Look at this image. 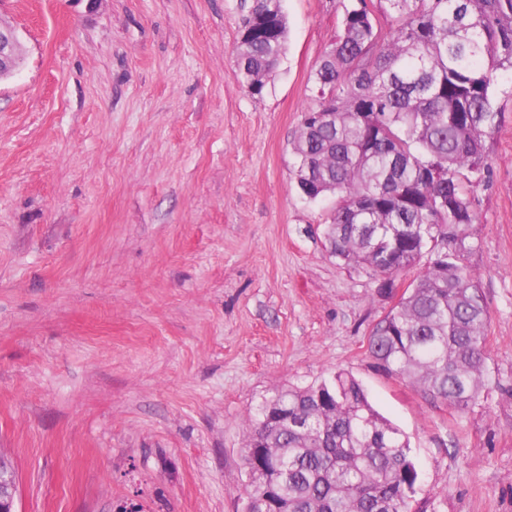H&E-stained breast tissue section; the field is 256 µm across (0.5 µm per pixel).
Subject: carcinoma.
Returning a JSON list of instances; mask_svg holds the SVG:
<instances>
[{
  "mask_svg": "<svg viewBox=\"0 0 512 512\" xmlns=\"http://www.w3.org/2000/svg\"><path fill=\"white\" fill-rule=\"evenodd\" d=\"M286 39L282 0H255L235 49L251 94L263 93ZM505 71L512 0H350L293 143L301 194L336 198L331 255L393 301L368 339L377 367L458 412L488 382L487 309L467 257ZM242 466L246 512H418L408 440L344 372L263 401Z\"/></svg>",
  "mask_w": 512,
  "mask_h": 512,
  "instance_id": "cac0c4a2",
  "label": "carcinoma"
}]
</instances>
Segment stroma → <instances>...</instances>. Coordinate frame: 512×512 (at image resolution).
Masks as SVG:
<instances>
[{"mask_svg":"<svg viewBox=\"0 0 512 512\" xmlns=\"http://www.w3.org/2000/svg\"><path fill=\"white\" fill-rule=\"evenodd\" d=\"M348 0H284L262 95L252 0H0V457L15 512H244L247 418L342 371L408 438L424 512H512V75L476 188L490 380L465 413L379 370L391 303L328 251L292 142ZM282 0L254 1L245 18L235 54L253 95H261L285 49L287 19ZM23 52L21 39L15 29L0 20V69L10 66L17 54Z\"/></svg>","mask_w":512,"mask_h":512,"instance_id":"35a3bbf8","label":"stroma"}]
</instances>
